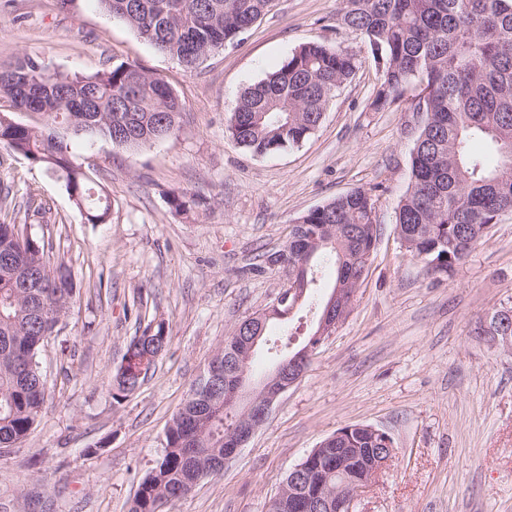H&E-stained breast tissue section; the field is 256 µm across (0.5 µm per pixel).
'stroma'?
<instances>
[{
  "instance_id": "stroma-1",
  "label": "stroma",
  "mask_w": 512,
  "mask_h": 512,
  "mask_svg": "<svg viewBox=\"0 0 512 512\" xmlns=\"http://www.w3.org/2000/svg\"><path fill=\"white\" fill-rule=\"evenodd\" d=\"M341 0H274L238 41L186 70L98 0H0V65L43 58L91 75L138 64L184 105L178 133L135 152L69 136L68 150L111 205L90 224L46 168L0 147V223L27 225L70 270L77 295L37 361L48 392L21 443L0 452V512H129L191 385L244 319L289 285L288 269L255 272L294 221L357 188L377 198L379 238L348 316L316 350L266 423L168 512H268L289 470L339 428L388 432L397 453L355 512H512V355L481 335L512 306V214L448 279L435 281L402 246L395 209L410 180L420 114L414 88L382 110L381 76ZM332 42L357 56L353 77L300 145L256 156L226 131L240 92L299 46ZM195 202L176 212L171 192ZM170 343L122 401L109 381L150 321Z\"/></svg>"
}]
</instances>
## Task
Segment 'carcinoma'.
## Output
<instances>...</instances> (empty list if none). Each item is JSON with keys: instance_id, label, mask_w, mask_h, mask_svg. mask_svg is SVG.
<instances>
[{"instance_id": "1", "label": "carcinoma", "mask_w": 512, "mask_h": 512, "mask_svg": "<svg viewBox=\"0 0 512 512\" xmlns=\"http://www.w3.org/2000/svg\"><path fill=\"white\" fill-rule=\"evenodd\" d=\"M104 13L123 21L157 51L195 69L212 52L246 33L272 0H98ZM340 21L360 32L381 73L372 106L398 100L417 80L430 93L413 110L424 114L410 153L411 177L397 206L395 224L409 255L427 271L446 276L512 212V0H342ZM358 59L327 42L300 46L259 82L246 88L227 131L254 155L297 146L319 126L336 93L354 75ZM0 146L61 175L66 192L91 224L109 217L108 197L94 191L72 159L65 137L108 141L136 151L178 132L184 108L170 84L137 64L121 62L89 76L70 75L24 55L0 71ZM36 112L40 122L15 121ZM490 148L477 153L473 142ZM377 199L355 189L296 219L281 250L288 270L303 268L306 288L318 268L336 269L331 289L346 301L368 275L378 237ZM19 224H0V445L23 441L36 423L47 393L36 356L43 325L69 313L75 289L49 250ZM268 320L239 323L213 356L228 369L249 366L243 332L266 331ZM169 343L162 321L131 337L112 375L119 402L153 372ZM207 375L191 386L172 417L162 457L140 484L130 512H165L196 482L223 468L229 419L224 392L206 390ZM348 448L389 455L388 439L365 424L338 429ZM351 478L349 467L311 491L330 493Z\"/></svg>"}]
</instances>
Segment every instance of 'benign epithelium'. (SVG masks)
<instances>
[{
	"instance_id": "benign-epithelium-1",
	"label": "benign epithelium",
	"mask_w": 512,
	"mask_h": 512,
	"mask_svg": "<svg viewBox=\"0 0 512 512\" xmlns=\"http://www.w3.org/2000/svg\"><path fill=\"white\" fill-rule=\"evenodd\" d=\"M303 298V290L291 284L289 291L281 294L275 303L266 311L268 316L283 314L288 316L294 312ZM339 292L330 296L324 316L320 320L316 337H323L335 331L336 300ZM312 350L304 347L289 354L278 362L272 372L265 378L255 382L244 370L234 374L222 371L219 365L211 369L212 380L215 384H224V399L226 406L238 411L240 416H251L249 426L236 430L224 437V460H229L239 448L243 447L255 431L266 420L269 411L287 388L298 381L304 372ZM336 460L352 459L356 462L357 476L354 477L347 489L336 491L335 504L313 497L303 490L301 482L307 471L305 463H300L288 472V485L291 494L288 509L292 512H322L324 509L336 507V512H354V504L359 494L375 479L387 460L381 459L379 451L374 448H336Z\"/></svg>"
}]
</instances>
